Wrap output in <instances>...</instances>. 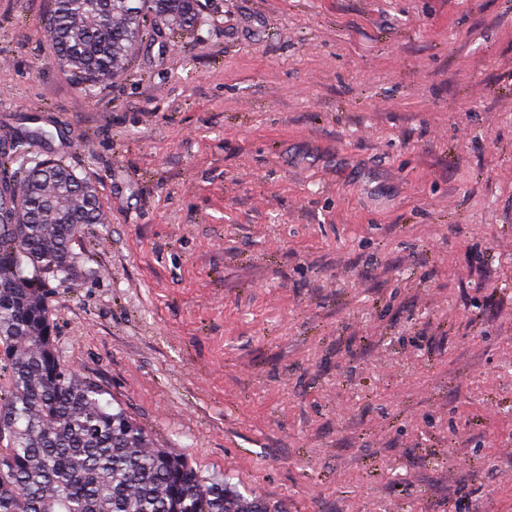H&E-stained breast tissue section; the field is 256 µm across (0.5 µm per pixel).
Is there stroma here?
<instances>
[{
    "label": "stroma",
    "instance_id": "stroma-1",
    "mask_svg": "<svg viewBox=\"0 0 512 512\" xmlns=\"http://www.w3.org/2000/svg\"><path fill=\"white\" fill-rule=\"evenodd\" d=\"M0 0V126L63 128L64 364L270 512H512V0H201L96 95Z\"/></svg>",
    "mask_w": 512,
    "mask_h": 512
}]
</instances>
